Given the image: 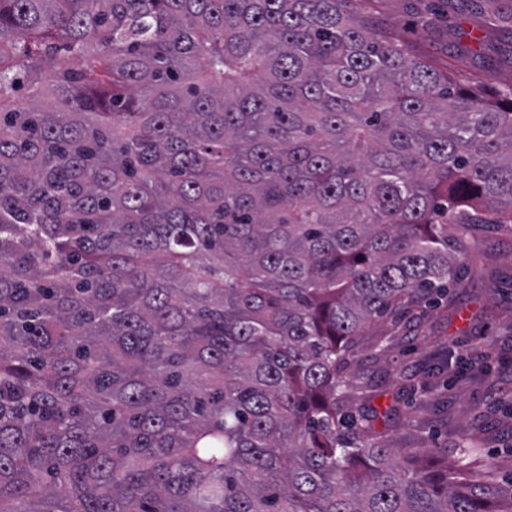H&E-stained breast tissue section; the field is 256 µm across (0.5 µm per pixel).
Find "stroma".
I'll return each instance as SVG.
<instances>
[{"label": "stroma", "instance_id": "35a3bbf8", "mask_svg": "<svg viewBox=\"0 0 512 512\" xmlns=\"http://www.w3.org/2000/svg\"><path fill=\"white\" fill-rule=\"evenodd\" d=\"M512 0H448L446 16L423 27L425 0H375L374 14L395 40L426 55L460 84L490 92L512 85V28L498 14ZM479 37L473 53L456 47ZM493 342L512 360V232L486 237L477 264L453 285L451 303L423 307L418 322L383 318L365 330L347 369L350 405L397 406L401 422L376 423L385 440L406 448H452L462 435L482 438L477 465L494 462L495 479L512 476V371L465 379L448 368L454 351Z\"/></svg>", "mask_w": 512, "mask_h": 512}]
</instances>
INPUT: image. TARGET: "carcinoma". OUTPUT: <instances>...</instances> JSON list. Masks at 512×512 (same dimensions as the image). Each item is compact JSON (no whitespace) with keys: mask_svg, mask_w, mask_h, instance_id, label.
<instances>
[{"mask_svg":"<svg viewBox=\"0 0 512 512\" xmlns=\"http://www.w3.org/2000/svg\"><path fill=\"white\" fill-rule=\"evenodd\" d=\"M354 2L0 0V512H512L343 399L512 230V88Z\"/></svg>","mask_w":512,"mask_h":512,"instance_id":"carcinoma-1","label":"carcinoma"}]
</instances>
